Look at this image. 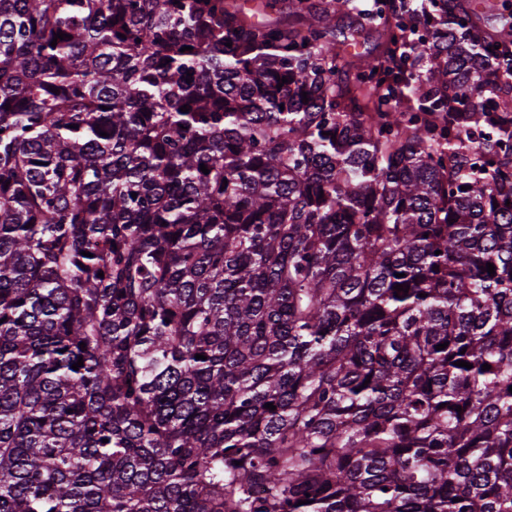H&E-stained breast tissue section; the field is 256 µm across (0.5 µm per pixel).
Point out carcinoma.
<instances>
[{"label": "carcinoma", "mask_w": 512, "mask_h": 512, "mask_svg": "<svg viewBox=\"0 0 512 512\" xmlns=\"http://www.w3.org/2000/svg\"><path fill=\"white\" fill-rule=\"evenodd\" d=\"M475 15L0 0V512H512Z\"/></svg>", "instance_id": "cac0c4a2"}]
</instances>
